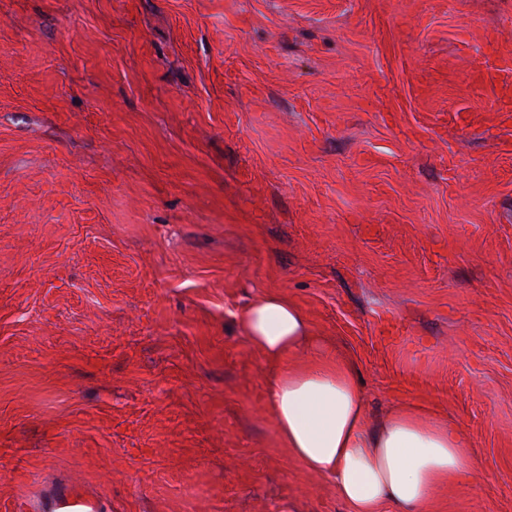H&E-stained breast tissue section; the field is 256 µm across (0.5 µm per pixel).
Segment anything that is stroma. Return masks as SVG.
<instances>
[{
    "mask_svg": "<svg viewBox=\"0 0 512 512\" xmlns=\"http://www.w3.org/2000/svg\"><path fill=\"white\" fill-rule=\"evenodd\" d=\"M265 292L460 431L433 512H512V0H0V512H350ZM35 512H103L106 506L91 497L81 486L69 482L60 489H48L40 495Z\"/></svg>",
    "mask_w": 512,
    "mask_h": 512,
    "instance_id": "1",
    "label": "stroma"
}]
</instances>
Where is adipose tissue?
Returning a JSON list of instances; mask_svg holds the SVG:
<instances>
[{
	"label": "adipose tissue",
	"instance_id": "ef3b65f1",
	"mask_svg": "<svg viewBox=\"0 0 512 512\" xmlns=\"http://www.w3.org/2000/svg\"><path fill=\"white\" fill-rule=\"evenodd\" d=\"M266 364L277 433L304 467L331 481L351 512H430L440 489L474 477L461 434L410 406L372 416L356 364L311 333L284 296L256 297L238 317Z\"/></svg>",
	"mask_w": 512,
	"mask_h": 512
}]
</instances>
